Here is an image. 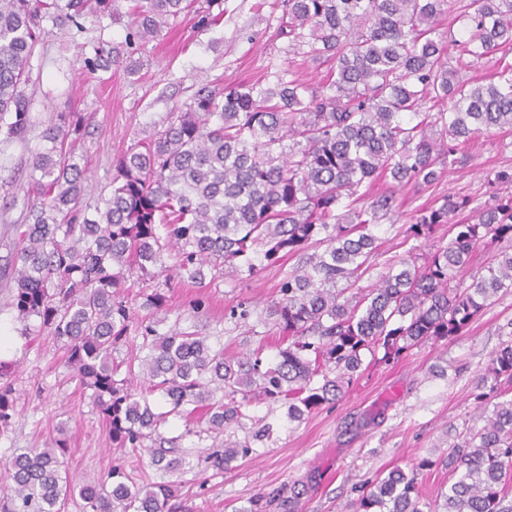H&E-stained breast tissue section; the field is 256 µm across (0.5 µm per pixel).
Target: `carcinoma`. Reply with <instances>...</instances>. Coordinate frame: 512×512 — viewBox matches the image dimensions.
Wrapping results in <instances>:
<instances>
[{
	"mask_svg": "<svg viewBox=\"0 0 512 512\" xmlns=\"http://www.w3.org/2000/svg\"><path fill=\"white\" fill-rule=\"evenodd\" d=\"M116 0H0L1 142L23 141L34 126L22 86L43 41L48 18L78 29L115 14ZM191 0H138L121 43L99 41L83 55L89 73L141 67L138 47ZM288 52L331 63L312 88L280 71L264 82L200 85L191 101L146 143L123 154L112 191L94 211L84 204L86 168L75 162L83 119L54 112L31 156L25 223L11 225L5 267L7 306L26 342L47 333L61 343L64 364L91 391L114 449L145 451L158 479L137 483L121 463L75 484L62 472L67 439L24 448L8 461L0 512H62L77 495L83 512H182L167 479L181 467V441L198 412L204 432L222 435L267 403L290 423L333 404L353 383L363 356L390 360L429 340L453 339L512 289V169L488 180L478 204L448 194L410 210L406 239L448 242L417 257L372 268L375 230L405 206L403 192L438 183L440 168L460 162L462 147L480 135L512 128V64L489 81L463 78L480 59L512 48V0H282ZM462 22L441 31L448 14ZM504 243L485 273L463 281L476 248ZM175 252V275L203 284L223 276L252 280L281 268L267 319L288 344L267 359L262 350L229 357L224 347L189 328L159 332L168 292L153 287ZM297 258L284 268L285 258ZM141 284L134 319L128 282ZM37 319L36 328L29 321ZM138 353L115 360L130 337ZM478 378L483 405L497 399L484 424L457 436L448 465L455 481L435 508L421 502L417 480L435 461L422 458L360 485L351 512H512V331ZM0 361V438L13 426L16 398ZM184 432L167 437L169 418ZM273 434L266 423L243 441H226L207 460L219 471L250 455ZM304 490L279 498L295 512Z\"/></svg>",
	"mask_w": 512,
	"mask_h": 512,
	"instance_id": "1",
	"label": "carcinoma"
}]
</instances>
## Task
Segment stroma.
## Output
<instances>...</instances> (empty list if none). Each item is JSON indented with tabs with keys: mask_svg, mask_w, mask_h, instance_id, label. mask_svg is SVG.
<instances>
[{
	"mask_svg": "<svg viewBox=\"0 0 512 512\" xmlns=\"http://www.w3.org/2000/svg\"><path fill=\"white\" fill-rule=\"evenodd\" d=\"M194 6V11L169 19L142 46L141 69L135 75L117 66L96 74L80 68L83 53L98 40H124V21L104 17L87 22L82 32L44 21V44L30 61L24 87L35 126L26 141L0 143V260L8 252L9 225L23 219L24 197L16 185L28 178L30 151L50 113L78 112L84 118L86 130L76 154L88 165L93 191L87 201L93 204L110 193L117 159L164 127L171 112L189 102L196 84H252L274 68L292 71L314 87L324 79L326 66L289 54L287 39L278 36L280 0H223L216 22L204 27L195 12L206 9L207 2L195 0ZM463 153L467 163L444 173L437 191L484 199L487 175L512 167V129L480 136ZM6 278L0 268V333L9 337L5 357L15 364L16 415L12 432L0 439V470L14 449L46 448L62 433L68 440L64 467L70 478L96 476L117 460L133 478L151 473L147 454L122 457L114 451L89 391L66 367L55 338L44 334L28 344L20 337L7 306ZM279 279L276 267L249 282L221 278L203 288L171 278L169 306L159 329L194 322L203 335L223 344L226 354L259 348L264 356H273L287 340L260 319L276 297ZM197 299L206 309L195 319L190 306ZM243 300L255 309L259 322L254 327L224 317ZM510 324L512 289L501 293L464 335L431 340L398 359L370 364L336 404L298 425L279 422L269 441L256 444L227 470L205 466L208 441L183 436L187 463L175 476L178 502L191 512H236L250 495L296 482L306 489L297 512H349L361 481L395 467L410 468L424 457L434 465L419 475V493L424 501L439 500L453 481L448 444L453 435L482 426L474 383L486 373ZM435 365L445 367L446 376H432Z\"/></svg>",
	"mask_w": 512,
	"mask_h": 512,
	"instance_id": "stroma-1",
	"label": "stroma"
}]
</instances>
